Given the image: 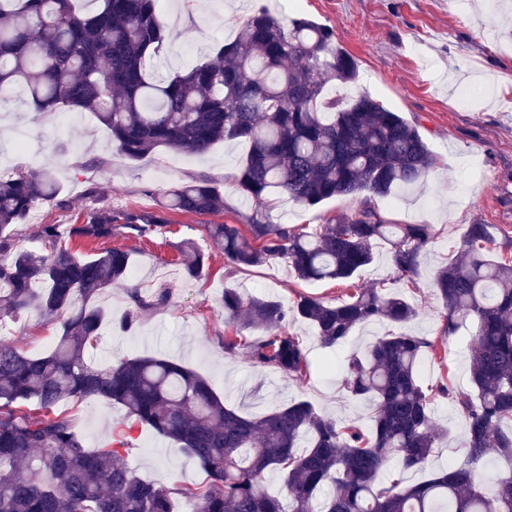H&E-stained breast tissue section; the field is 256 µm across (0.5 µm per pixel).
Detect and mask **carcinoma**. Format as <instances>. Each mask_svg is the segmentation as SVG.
<instances>
[{"instance_id": "obj_1", "label": "carcinoma", "mask_w": 512, "mask_h": 512, "mask_svg": "<svg viewBox=\"0 0 512 512\" xmlns=\"http://www.w3.org/2000/svg\"><path fill=\"white\" fill-rule=\"evenodd\" d=\"M76 2L0 0V87L22 88L35 112L93 113L130 161L159 148L204 154L240 140L249 145L237 175L241 193L255 202L282 194L306 206L362 193L387 198L434 164L418 128L379 101L324 97L327 83L357 74L325 25L287 23L258 10L211 58L165 78L149 69L171 42L157 0H91L95 7L85 12ZM46 202L68 207L51 171L0 174V319L33 311L63 317L46 354L0 343V512H177L180 499L194 512H512V468L489 477L482 468L493 451L512 459L511 233L468 225L461 250L434 274L445 331L475 327L473 391L438 388L465 417L466 452L462 462L406 485L379 479L386 463L396 460L403 472L425 469L448 436L435 427L431 394L419 380L421 353L431 346L426 338L394 332L348 356L344 388L374 404L368 432L338 425L308 400L245 416L203 376L162 358L96 367L88 352L104 312L95 301L127 278L130 254L113 247L78 258L60 246L57 224L39 231L51 254L20 248L16 228ZM172 212L222 213L224 192L208 179L186 182L163 193L155 211L99 207L72 235L104 240L123 228L143 237L170 223ZM205 230L240 270L281 259L300 281L338 284L371 264L381 242L390 246L391 283L409 282L431 238L429 225L391 224L372 206L313 234L255 218L244 231L236 224ZM181 263L191 278L206 266L191 241ZM129 296L133 310L120 322L123 331L168 299L165 291L148 300L136 289ZM223 304L250 331L224 337V351L243 350L254 364L288 375L308 367L303 342L286 330L290 314L310 324L326 347L344 344L359 325L404 327L418 316L389 288H359L336 304L302 294L290 310L271 297L226 289ZM91 400L120 405L174 441L196 460L205 483L171 490L144 480L124 458L129 440L122 429L104 447H89L55 408ZM270 473L282 480L286 508L265 487Z\"/></svg>"}]
</instances>
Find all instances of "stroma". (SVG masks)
<instances>
[{
  "label": "stroma",
  "instance_id": "stroma-1",
  "mask_svg": "<svg viewBox=\"0 0 512 512\" xmlns=\"http://www.w3.org/2000/svg\"><path fill=\"white\" fill-rule=\"evenodd\" d=\"M263 7L287 22L304 18L333 28L337 48L357 63L355 81L338 85V92L346 98L364 93L376 98L415 125L433 153L435 165L418 186L385 200L361 194L307 207L276 195L258 204L245 199L235 185L248 150L243 143H220L203 155L161 149L131 162L118 155L110 132L92 113H74L63 124L58 113L38 114L16 103L0 112V174L53 170L68 209L40 206L18 232L22 248L42 253L47 247L37 236L40 225L76 224L103 205L145 210L164 191L191 179L220 185L223 213H174L165 229L141 239L117 234L105 243L68 240L71 252L82 258L107 245L130 250L128 279L99 300L114 321L129 308V288L149 295L165 287L170 293L165 305L144 312L130 332L116 329L114 321L104 324L89 351L90 361L106 365L133 357L167 359L199 372L228 406L244 415L260 417L301 398L338 423L367 431L373 408L344 390L343 368L350 352L362 351L373 336L388 332L387 323L356 328L344 345L329 348L310 325L289 321L287 331L303 340L309 361L306 374L291 376L255 365L243 353H225L222 340L236 328L220 299L229 288L276 298L288 308L302 294L340 302L353 288L390 278L388 245H377L374 261L357 273L352 286L306 283L281 260L234 269L206 238L204 226L242 224L259 215L272 224L316 232L367 205L393 224L429 225L432 238L421 254L415 283L403 289L419 309L409 332L434 344L420 357L419 377L429 388L448 380L456 391H470L472 331L445 333L432 278L459 250L467 225L479 221L512 230V8L496 11L486 0H470L464 7L457 0H159L173 39L158 70L174 72L203 62ZM91 182L98 187L94 197L85 193ZM187 240L210 255L208 268L194 279L178 261V247ZM0 328L5 342L30 354L48 350L61 334L59 320L36 313L2 320ZM61 409L95 447L111 442L117 427L130 425L126 461L156 485H196L205 478L175 443L149 427L128 424L119 406L86 401L68 402ZM432 414L435 425L448 431L447 443L435 449L429 464L435 471L464 456L465 419L454 402L442 397L435 398Z\"/></svg>",
  "mask_w": 512,
  "mask_h": 512
}]
</instances>
